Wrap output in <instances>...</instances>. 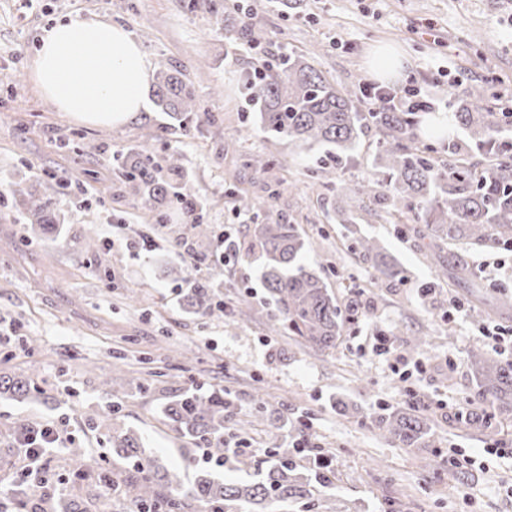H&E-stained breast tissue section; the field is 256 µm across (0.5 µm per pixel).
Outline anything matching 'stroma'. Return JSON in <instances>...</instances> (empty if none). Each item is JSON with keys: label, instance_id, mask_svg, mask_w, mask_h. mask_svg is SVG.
Wrapping results in <instances>:
<instances>
[{"label": "stroma", "instance_id": "35a3bbf8", "mask_svg": "<svg viewBox=\"0 0 512 512\" xmlns=\"http://www.w3.org/2000/svg\"><path fill=\"white\" fill-rule=\"evenodd\" d=\"M250 9L247 28L224 29L211 4ZM96 16L131 31L154 70H183L208 120L170 129L153 145L157 157L180 153L205 201L203 220L240 246L254 220L236 212L230 189L245 190L262 215L299 225L303 262L324 267L339 301L367 286L372 269L355 239L376 241L403 270V282H382L374 303L335 349L321 351L274 330L261 271L241 257L221 258L210 245L200 276L210 277L223 316L186 313L181 283L164 274L180 264L172 248L187 235L179 209L157 218L127 194L115 157L145 141L165 117L156 105L127 124L80 123L37 90L34 62L43 31L59 20ZM390 45L403 55L397 87L414 79L452 113L473 86L488 83L486 106L512 110V0H302L286 12L278 0H0V183L37 185L64 219L65 244L47 241L25 223L21 207L0 206V373L33 377L38 399H0V485L20 480L27 461L17 423L58 429L47 479L31 492L43 502L69 480L67 451L81 446L109 460L111 429L138 432L149 454L167 467L183 462L164 409L184 390L230 392L236 415L264 399L272 415L248 436L234 428L225 440L253 450L259 466L270 443L289 448L299 438L326 450L332 483L310 512H512V412L479 397L472 353L512 362V252L442 250L438 266L424 259L423 219L396 228L367 197L312 193L308 170L332 163L324 147L271 141L242 93L240 75L259 56L315 50L314 65L341 86L373 82L372 50ZM76 133L78 150L64 148ZM379 133L365 128L350 163L336 171L354 181L374 172ZM271 155L268 172L249 167ZM286 178L292 192L268 200L270 182ZM344 211L348 221L336 220ZM106 248L83 255L88 230ZM473 272L458 276L460 265ZM444 272L435 308L419 288ZM388 337L390 352L364 351L370 336ZM426 344L417 349L415 337ZM419 361L402 378L400 359ZM121 375L119 411L105 415V378ZM414 406L431 425L427 445L401 448L371 422L378 406ZM484 425L456 418L459 408Z\"/></svg>", "mask_w": 512, "mask_h": 512}]
</instances>
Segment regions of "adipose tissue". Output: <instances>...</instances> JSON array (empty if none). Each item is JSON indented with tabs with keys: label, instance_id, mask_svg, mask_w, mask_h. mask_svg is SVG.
Wrapping results in <instances>:
<instances>
[{
	"label": "adipose tissue",
	"instance_id": "ef3b65f1",
	"mask_svg": "<svg viewBox=\"0 0 512 512\" xmlns=\"http://www.w3.org/2000/svg\"><path fill=\"white\" fill-rule=\"evenodd\" d=\"M152 67L123 26L69 20L45 31L34 65L39 92L58 111L99 127L126 124L147 107Z\"/></svg>",
	"mask_w": 512,
	"mask_h": 512
}]
</instances>
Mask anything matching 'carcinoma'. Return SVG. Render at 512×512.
<instances>
[{
    "label": "carcinoma",
    "instance_id": "obj_1",
    "mask_svg": "<svg viewBox=\"0 0 512 512\" xmlns=\"http://www.w3.org/2000/svg\"><path fill=\"white\" fill-rule=\"evenodd\" d=\"M314 54L313 50L285 54L275 62L260 57L253 71L242 77L244 88L258 106L263 130L274 139H286L298 146H334L336 161L341 162L350 159L349 151L364 127L373 126L379 132L377 179L337 184L333 182L332 167L325 165L310 172L313 187L371 196L399 224L423 214L429 238L424 257L432 264L444 245L512 251V154L503 145L506 124L502 113L481 106L485 87L474 88L468 99L459 102L456 112L459 122L470 129L482 159L476 160L470 152L450 145L448 159L442 160L435 157L434 147L419 139L423 132L419 113L366 111L357 90L337 85L315 68ZM156 106L178 125L201 119L194 84L177 69L159 71ZM116 165L130 196L158 217L171 206L179 208L184 223L194 230L197 243L209 245L213 227L202 221L204 201L192 190L181 155L172 152L161 164L149 144L144 143L119 156ZM10 197L24 207L30 223L55 239L60 237V218L51 199L25 188L11 190ZM356 245L359 257L376 269L374 279H402V270L381 256L373 241L360 238ZM305 248L296 224H256L245 257L260 262L269 299L277 310V329L308 346L333 349L346 326L359 320L362 297L374 291L361 288L347 302H339L322 270L300 262ZM168 276L189 285L185 297L192 313L213 316L224 312L209 282L195 280L176 266L169 268ZM474 365L482 397L489 396L499 406L512 409V364L505 366L480 356ZM122 388L123 382L117 377L103 382L108 413L115 412L113 398ZM36 393L40 390L28 377L0 375L1 396L26 399ZM232 406L222 389L208 395L188 390L166 406L167 424L190 444L182 449L185 463H191L196 449L204 448L224 461L229 471L252 467L254 459L244 449L224 447L226 412ZM264 412L265 403L260 401L238 422L240 433L254 430ZM372 423L401 448H421L426 443L429 422L411 408L382 407ZM110 440L112 460L134 461V473L116 484L108 483V472L98 457L84 448H71L76 474L97 477L103 494L116 489L122 500L139 512H282L290 502L310 501L315 496L313 479L295 473L294 457L303 452L301 448L290 451L277 444L270 446L267 455L272 463L255 481L220 480L205 472L189 484L181 470L169 469L145 456L142 439L135 431L114 429ZM1 496L8 498L9 507L33 512L31 498H17L5 487L0 488ZM47 512L93 510L83 499L62 490L51 500Z\"/></svg>",
    "mask_w": 512,
    "mask_h": 512
}]
</instances>
